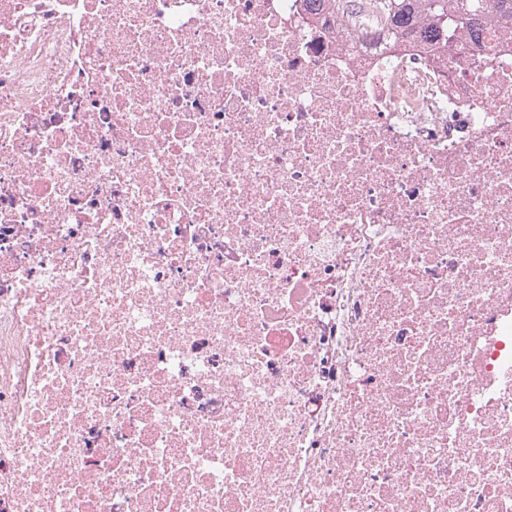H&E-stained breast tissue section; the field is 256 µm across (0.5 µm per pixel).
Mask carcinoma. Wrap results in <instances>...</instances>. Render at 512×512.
I'll list each match as a JSON object with an SVG mask.
<instances>
[{"label": "carcinoma", "instance_id": "1", "mask_svg": "<svg viewBox=\"0 0 512 512\" xmlns=\"http://www.w3.org/2000/svg\"><path fill=\"white\" fill-rule=\"evenodd\" d=\"M388 3L392 30L399 33L422 24L431 38L446 48L451 46L448 22L444 20L448 15L460 18L457 39L482 20L501 27L512 26V0H388Z\"/></svg>", "mask_w": 512, "mask_h": 512}]
</instances>
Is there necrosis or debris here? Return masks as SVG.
Returning a JSON list of instances; mask_svg holds the SVG:
<instances>
[{
  "label": "necrosis or debris",
  "instance_id": "necrosis-or-debris-1",
  "mask_svg": "<svg viewBox=\"0 0 512 512\" xmlns=\"http://www.w3.org/2000/svg\"><path fill=\"white\" fill-rule=\"evenodd\" d=\"M0 512H512V32L0 0Z\"/></svg>",
  "mask_w": 512,
  "mask_h": 512
}]
</instances>
